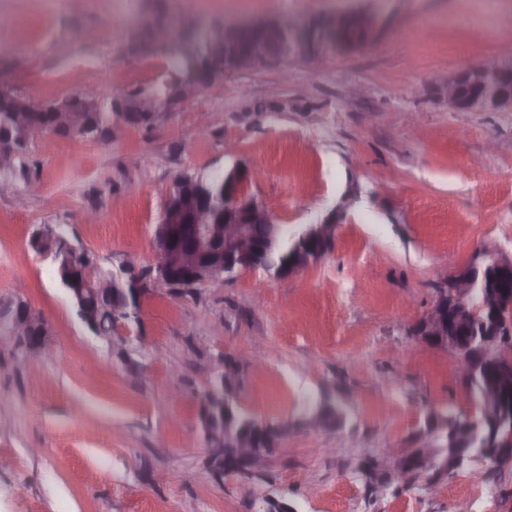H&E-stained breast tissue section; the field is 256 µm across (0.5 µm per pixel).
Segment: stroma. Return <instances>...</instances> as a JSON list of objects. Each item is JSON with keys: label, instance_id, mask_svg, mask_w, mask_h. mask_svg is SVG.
<instances>
[{"label": "stroma", "instance_id": "obj_1", "mask_svg": "<svg viewBox=\"0 0 512 512\" xmlns=\"http://www.w3.org/2000/svg\"><path fill=\"white\" fill-rule=\"evenodd\" d=\"M162 0H0V83L38 102L84 86L149 90L164 56L138 35ZM199 20H301L367 9L365 49L318 67L251 69L204 86L113 140L37 138L0 196V512H512V470L478 465L372 489L361 464L412 447L430 413L469 404L444 349L412 328L434 288L481 247L512 256V108L456 112L448 75L512 64V0H183ZM360 85L364 93L352 97ZM263 177L249 187L279 223L351 204L333 249L299 274L247 272L176 299L158 290L111 341L90 337L50 260L44 225L112 270L150 261L173 177L214 170L224 146ZM93 211V223L83 220ZM56 341L45 358L9 338L18 302ZM248 352L240 405L292 429L261 475L215 478L199 415L218 355ZM331 392L336 428L300 425Z\"/></svg>", "mask_w": 512, "mask_h": 512}]
</instances>
